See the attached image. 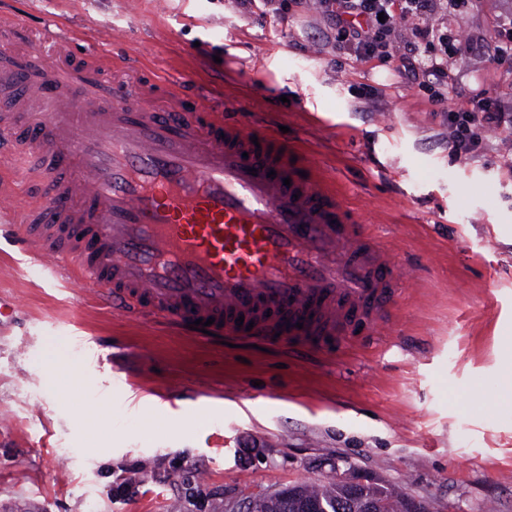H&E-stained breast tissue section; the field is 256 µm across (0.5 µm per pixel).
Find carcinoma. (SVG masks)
Wrapping results in <instances>:
<instances>
[{
	"label": "carcinoma",
	"instance_id": "1",
	"mask_svg": "<svg viewBox=\"0 0 512 512\" xmlns=\"http://www.w3.org/2000/svg\"><path fill=\"white\" fill-rule=\"evenodd\" d=\"M290 489L298 491L299 497L307 502H322L329 512H353L350 502L365 498L378 504V512H405L407 497L395 491L391 486L378 483L348 486L333 483L329 486L313 487L307 484H295ZM251 512H295V503L291 499L277 497H259L251 502Z\"/></svg>",
	"mask_w": 512,
	"mask_h": 512
}]
</instances>
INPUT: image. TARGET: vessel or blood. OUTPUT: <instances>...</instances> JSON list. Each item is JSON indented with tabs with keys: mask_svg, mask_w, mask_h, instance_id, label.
I'll return each instance as SVG.
<instances>
[{
	"mask_svg": "<svg viewBox=\"0 0 512 512\" xmlns=\"http://www.w3.org/2000/svg\"><path fill=\"white\" fill-rule=\"evenodd\" d=\"M40 77L17 81L0 114V149L38 201L18 211L17 240L47 283L66 276L114 314L149 313L184 327L210 320L220 337L273 339L328 351L338 338L390 325L414 280L362 225L315 163L275 135L224 118L212 101L195 121L141 103L130 89L86 87L39 53ZM244 326H237V319Z\"/></svg>",
	"mask_w": 512,
	"mask_h": 512,
	"instance_id": "vessel-or-blood-1",
	"label": "vessel or blood"
}]
</instances>
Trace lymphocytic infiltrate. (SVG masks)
Returning <instances> with one entry per match:
<instances>
[{
  "label": "lymphocytic infiltrate",
  "mask_w": 512,
  "mask_h": 512,
  "mask_svg": "<svg viewBox=\"0 0 512 512\" xmlns=\"http://www.w3.org/2000/svg\"><path fill=\"white\" fill-rule=\"evenodd\" d=\"M322 12L336 27V45L355 59H388L394 51L397 23L411 25V45L425 57L424 86L433 104L446 100L444 90L452 86L455 74L448 60L452 45L445 19L449 11L464 12L469 0H318ZM448 152L465 158L483 147L486 129H512V104L476 94L467 110H447Z\"/></svg>",
  "instance_id": "lymphocytic-infiltrate-1"
}]
</instances>
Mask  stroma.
Returning <instances> with one entry per match:
<instances>
[{
	"mask_svg": "<svg viewBox=\"0 0 512 512\" xmlns=\"http://www.w3.org/2000/svg\"><path fill=\"white\" fill-rule=\"evenodd\" d=\"M287 2L282 15L250 0H0V16L29 26H0V38L26 61L45 23L60 22L75 32L73 72L129 81L168 111L203 88L233 100L225 117L287 126L416 272L393 327L332 355L197 342L47 284L0 217V300L18 306L0 328V512H233L246 494L340 474L432 512H512V171L499 165L512 131L487 129L480 152L453 158L422 70L402 66L406 41L390 60L359 61L337 50L315 0ZM511 10L474 0L449 15L450 108H469L478 90L512 95L492 27ZM156 392L184 401L158 408Z\"/></svg>",
	"mask_w": 512,
	"mask_h": 512,
	"instance_id": "35a3bbf8",
	"label": "stroma"
}]
</instances>
